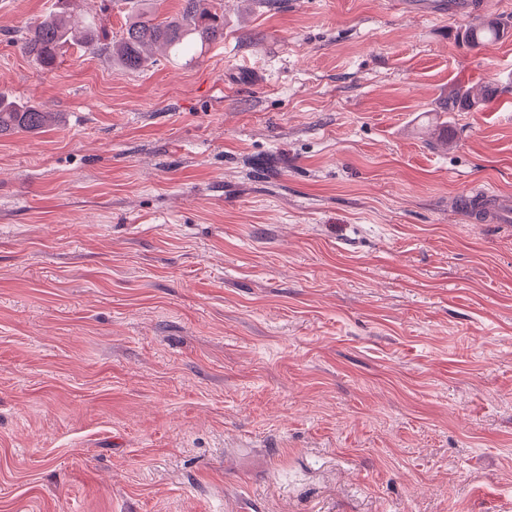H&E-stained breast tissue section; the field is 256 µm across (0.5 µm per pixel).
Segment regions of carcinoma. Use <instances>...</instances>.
<instances>
[{
	"label": "carcinoma",
	"instance_id": "cac0c4a2",
	"mask_svg": "<svg viewBox=\"0 0 512 512\" xmlns=\"http://www.w3.org/2000/svg\"><path fill=\"white\" fill-rule=\"evenodd\" d=\"M71 0H57L56 10L30 26L18 39L22 52L40 68H53L71 45L88 51L106 52L127 71H140L151 63L153 52L160 48L177 49L188 37L201 40L224 38V0H211L210 6L202 0H181V8L174 17L160 18L140 10L143 0H128L129 18L119 37L108 39L106 27L97 22H79L69 13ZM500 37L498 23L480 20L462 36L470 48L486 47ZM491 91L453 90L448 93L446 109L459 112L471 109L489 100ZM48 121L47 113L38 107L0 93V135L15 130L36 131Z\"/></svg>",
	"mask_w": 512,
	"mask_h": 512
}]
</instances>
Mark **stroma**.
Masks as SVG:
<instances>
[{
    "instance_id": "obj_1",
    "label": "stroma",
    "mask_w": 512,
    "mask_h": 512,
    "mask_svg": "<svg viewBox=\"0 0 512 512\" xmlns=\"http://www.w3.org/2000/svg\"><path fill=\"white\" fill-rule=\"evenodd\" d=\"M55 3L0 0L56 115L0 136V512H512V224L455 206L512 192V0H224L137 72L32 62ZM500 37V28L492 20H479L473 24L462 36V41L470 48L486 47ZM491 91L489 89L474 90H452L448 94L446 109L448 112H459L463 109H471L475 105L484 104L489 100Z\"/></svg>"
}]
</instances>
